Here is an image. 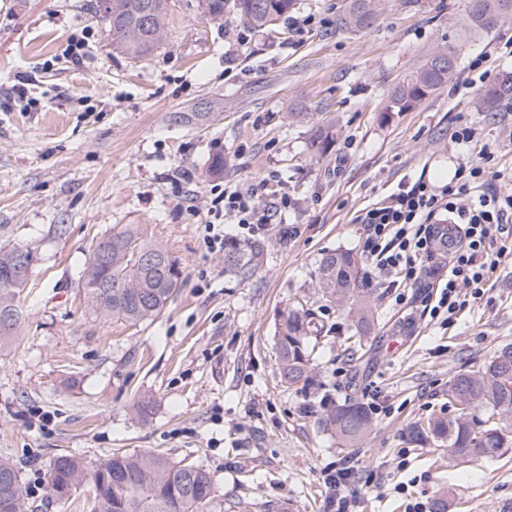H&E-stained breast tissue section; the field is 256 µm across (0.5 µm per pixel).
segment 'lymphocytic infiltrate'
<instances>
[{
	"label": "lymphocytic infiltrate",
	"mask_w": 512,
	"mask_h": 512,
	"mask_svg": "<svg viewBox=\"0 0 512 512\" xmlns=\"http://www.w3.org/2000/svg\"><path fill=\"white\" fill-rule=\"evenodd\" d=\"M491 150L479 161L458 169L454 181L434 185L417 180L403 186L391 201L357 217L366 227V256L376 278L395 279L404 288L418 282L425 259L436 248V219L454 224L456 240L450 250L448 277L427 298L431 318L453 322L468 299L479 298L501 258L512 253V193L497 190L511 183L512 170L496 169ZM261 187H225L221 200L225 216L250 229L271 222L272 212L261 205Z\"/></svg>",
	"instance_id": "obj_1"
}]
</instances>
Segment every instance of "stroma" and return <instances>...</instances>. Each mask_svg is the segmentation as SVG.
<instances>
[{
  "instance_id": "35a3bbf8",
  "label": "stroma",
  "mask_w": 512,
  "mask_h": 512,
  "mask_svg": "<svg viewBox=\"0 0 512 512\" xmlns=\"http://www.w3.org/2000/svg\"><path fill=\"white\" fill-rule=\"evenodd\" d=\"M344 2L296 0L256 31L234 13L211 20L197 0H169L162 40L133 59L113 48L97 0H0V246L37 251L22 321L0 346V457L20 468L34 512L91 510L82 490L47 501L53 457L133 451L208 470L217 497L201 512H329L326 480L344 466L358 512H408L443 487L456 512H512V451L458 464L404 435L411 422L454 415L449 379L512 343V257L450 326L423 304L448 256L432 254L403 301L377 288L359 359L351 318L318 303L325 391L361 400L377 423L358 447L323 433L318 398L281 378L279 320L324 253L363 252L364 209L421 178L448 183L467 160L452 139L465 126L497 169H512V100L486 112L478 98L487 77L512 71V19L464 42L452 81L385 121L389 90L462 18L464 0L388 9L363 34L337 31ZM308 16L313 24L296 31ZM75 38L85 43L79 64ZM332 119L340 136L310 158V138ZM262 182L263 203L280 195L288 205L257 233L224 218L225 238L266 244L255 272L228 275L223 253L204 242L211 202L226 185ZM130 224L181 270L166 309L137 326L90 314L80 288L96 242ZM144 397L153 402L145 419L135 412Z\"/></svg>"
}]
</instances>
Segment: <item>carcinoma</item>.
Wrapping results in <instances>:
<instances>
[{"label":"carcinoma","instance_id":"carcinoma-1","mask_svg":"<svg viewBox=\"0 0 512 512\" xmlns=\"http://www.w3.org/2000/svg\"><path fill=\"white\" fill-rule=\"evenodd\" d=\"M428 0H348L337 19L341 31L359 33L372 29L389 3L403 11L420 12ZM295 0H198L201 13L213 20L232 11L251 28L261 31L288 14ZM98 9L112 44L128 56L141 59L154 51L163 37L168 19V0H99ZM512 17V0H465L463 21L448 39L436 44L420 64L389 92L381 109L386 118L409 112L447 84L458 67L463 39L488 34ZM512 98V73L503 74L481 90L480 102L487 112ZM340 132L336 124L321 128L307 145L314 158L322 157ZM111 250L110 264L103 271L108 288H83L88 311L130 326L156 318L179 286L177 262L164 248L141 238L129 227L97 242ZM265 243L245 247L224 245V271L248 275L263 256ZM25 252L37 259L30 246L0 247V341L13 336L21 320L17 301L29 280L30 268L17 261ZM362 260L352 250L324 254L317 265L308 295L283 314L277 328V347L282 379L288 387L305 391L314 385L316 369L311 342L323 337L325 326L312 309L310 299L323 300L348 312L355 323V346L368 341L376 298L363 287ZM448 401L456 413L448 418L431 416L414 423L410 438L424 445L448 448V455L463 463L500 458L512 449V345L501 347L481 368L463 371L448 381ZM319 428L338 443L355 447L374 429L369 408L360 400L342 402L325 394ZM93 496L91 512H195L211 503L216 487L211 473L195 464H182L151 452H117L89 464L69 454L55 457L49 466L47 497L61 499L84 485ZM28 489L21 470L0 459V501L13 503L11 512H28ZM453 500L441 490L430 512H453Z\"/></svg>","mask_w":512,"mask_h":512}]
</instances>
